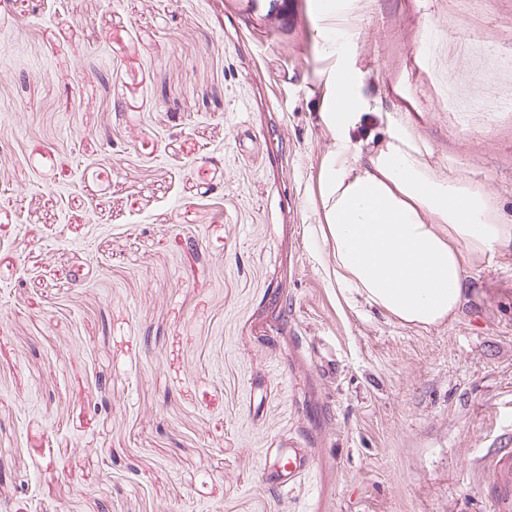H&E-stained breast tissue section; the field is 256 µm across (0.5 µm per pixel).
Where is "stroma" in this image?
<instances>
[{
	"label": "stroma",
	"mask_w": 512,
	"mask_h": 512,
	"mask_svg": "<svg viewBox=\"0 0 512 512\" xmlns=\"http://www.w3.org/2000/svg\"><path fill=\"white\" fill-rule=\"evenodd\" d=\"M321 2L0 0L6 512H490L512 246L400 326L327 276L317 179L348 66L358 138L404 127L512 224L473 67L512 62V0Z\"/></svg>",
	"instance_id": "obj_1"
}]
</instances>
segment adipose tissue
Wrapping results in <instances>:
<instances>
[{"instance_id":"1","label":"adipose tissue","mask_w":512,"mask_h":512,"mask_svg":"<svg viewBox=\"0 0 512 512\" xmlns=\"http://www.w3.org/2000/svg\"><path fill=\"white\" fill-rule=\"evenodd\" d=\"M361 80L350 70L329 75L322 102L333 137L319 174L327 273L400 324L452 321L466 300L467 271L512 245V224L495 214L485 188L436 178L404 130L355 139Z\"/></svg>"}]
</instances>
